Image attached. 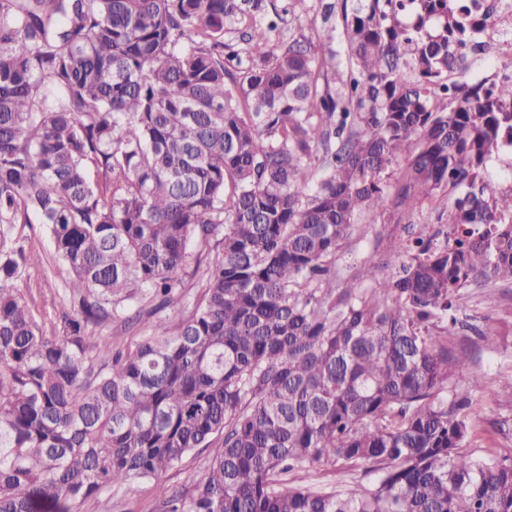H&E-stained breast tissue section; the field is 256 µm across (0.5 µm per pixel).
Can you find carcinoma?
Wrapping results in <instances>:
<instances>
[{
  "label": "carcinoma",
  "instance_id": "carcinoma-1",
  "mask_svg": "<svg viewBox=\"0 0 512 512\" xmlns=\"http://www.w3.org/2000/svg\"><path fill=\"white\" fill-rule=\"evenodd\" d=\"M304 2L0 0V512L136 481L163 512H512V454L465 450L448 344L460 289L512 283L487 168L512 78L467 79L471 0H318L317 46L282 34ZM439 193L444 229L409 222L336 287L357 214ZM34 219L71 273L51 336L15 287ZM146 300L142 340L93 336ZM339 461L373 484L285 479ZM210 450L195 451L164 476L165 485L172 491H182L200 478L205 470Z\"/></svg>",
  "mask_w": 512,
  "mask_h": 512
}]
</instances>
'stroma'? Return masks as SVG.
<instances>
[{
	"instance_id": "35a3bbf8",
	"label": "stroma",
	"mask_w": 512,
	"mask_h": 512,
	"mask_svg": "<svg viewBox=\"0 0 512 512\" xmlns=\"http://www.w3.org/2000/svg\"><path fill=\"white\" fill-rule=\"evenodd\" d=\"M390 209L356 218L353 232L336 254L337 284H345L356 269L370 255L381 254V235L402 234ZM14 235L30 252L47 255L44 266L23 267L16 282L24 293L32 311L45 332H53L60 313L67 307L65 297L67 268L52 256L49 239L42 225L19 224ZM463 313L470 316L479 329L478 334H458L450 337L455 348L467 349L471 354L468 371L455 378L459 388L469 386L471 374L482 373L490 383L484 391L473 393L468 409L473 435L468 446L475 454H484L495 448L503 454L512 453V395L500 392L497 379L512 372V284L473 285L463 289L458 300ZM292 485L314 488L349 489L371 483L370 475L348 463H336L312 472L295 471L289 474ZM83 512H161L157 491L152 483L136 482L113 490L87 503Z\"/></svg>"
}]
</instances>
